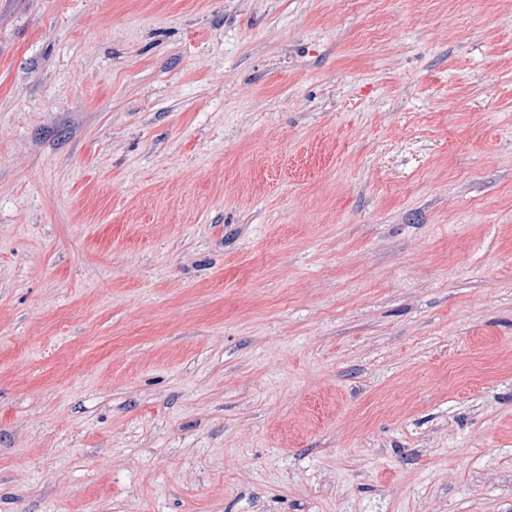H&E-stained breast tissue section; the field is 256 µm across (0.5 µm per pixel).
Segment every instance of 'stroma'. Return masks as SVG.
Listing matches in <instances>:
<instances>
[{
	"instance_id": "35a3bbf8",
	"label": "stroma",
	"mask_w": 512,
	"mask_h": 512,
	"mask_svg": "<svg viewBox=\"0 0 512 512\" xmlns=\"http://www.w3.org/2000/svg\"><path fill=\"white\" fill-rule=\"evenodd\" d=\"M0 512H512V0H0Z\"/></svg>"
}]
</instances>
